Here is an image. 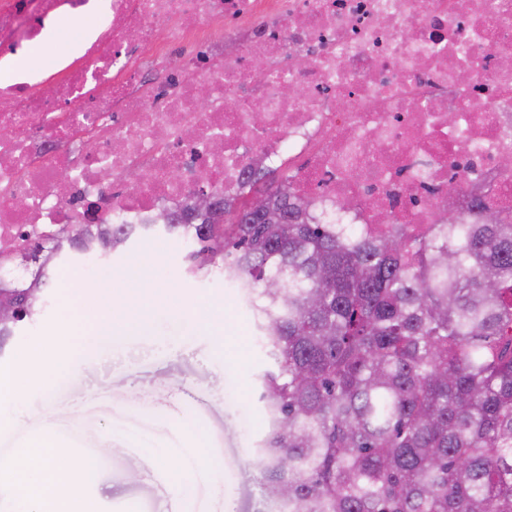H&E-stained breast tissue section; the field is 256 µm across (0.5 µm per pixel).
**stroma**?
<instances>
[{"label":"stroma","mask_w":512,"mask_h":512,"mask_svg":"<svg viewBox=\"0 0 512 512\" xmlns=\"http://www.w3.org/2000/svg\"><path fill=\"white\" fill-rule=\"evenodd\" d=\"M84 42L80 26L59 18L54 38L17 66L49 68ZM186 252L182 240L162 235L104 259H81L65 271L81 275L87 285L116 289L120 275L142 259L172 299L204 300L223 310L224 349L213 347L205 333L191 332L185 321L155 311L150 335L113 342L112 356L105 359L93 321H78L79 375L55 383L49 397L31 386L23 397L25 417L0 427V448L12 453L37 435L55 439L66 451L112 448L84 481L98 512L261 508L256 445L267 420L255 388L272 363L247 333L254 309L246 296L222 277L187 273ZM67 292L64 280H57L51 304L36 321L22 325L0 356V368L24 369L23 354L60 331ZM151 454L165 455V465L145 467L143 459Z\"/></svg>","instance_id":"stroma-1"}]
</instances>
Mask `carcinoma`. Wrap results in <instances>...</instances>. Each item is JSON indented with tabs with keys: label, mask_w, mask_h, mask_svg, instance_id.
<instances>
[{
	"label": "carcinoma",
	"mask_w": 512,
	"mask_h": 512,
	"mask_svg": "<svg viewBox=\"0 0 512 512\" xmlns=\"http://www.w3.org/2000/svg\"><path fill=\"white\" fill-rule=\"evenodd\" d=\"M259 167L199 224H120L112 251L189 234L187 271L217 267L257 298L273 361L257 445L269 512H512V219L475 204L431 238L322 224ZM267 211L250 208L253 195ZM84 225L37 245L45 273L0 288L20 317L47 303L60 259L103 253Z\"/></svg>",
	"instance_id": "cac0c4a2"
}]
</instances>
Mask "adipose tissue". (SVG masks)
<instances>
[{
  "label": "adipose tissue",
  "mask_w": 512,
  "mask_h": 512,
  "mask_svg": "<svg viewBox=\"0 0 512 512\" xmlns=\"http://www.w3.org/2000/svg\"><path fill=\"white\" fill-rule=\"evenodd\" d=\"M121 282L118 294H105L94 306L103 315L96 328L103 343L131 332H145L147 328L139 312L150 306L151 268L135 263L122 274ZM70 350V340L56 336L32 352L35 373L1 370L0 409H9L14 420L24 416L21 393L33 375H40L47 388L59 374H75ZM87 472L82 455L59 451L49 437L34 439L12 458L0 461V483L10 482L15 492V512H94V501L83 491Z\"/></svg>",
  "instance_id": "obj_1"
}]
</instances>
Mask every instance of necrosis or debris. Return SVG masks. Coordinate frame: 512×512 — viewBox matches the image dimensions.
<instances>
[{
    "label": "necrosis or debris",
    "instance_id": "necrosis-or-debris-1",
    "mask_svg": "<svg viewBox=\"0 0 512 512\" xmlns=\"http://www.w3.org/2000/svg\"><path fill=\"white\" fill-rule=\"evenodd\" d=\"M62 13L94 17L84 51L10 75ZM507 58L512 0H0V288L26 240L159 224L206 185L233 203L284 155L331 224L381 209L426 236L478 199L512 210Z\"/></svg>",
    "mask_w": 512,
    "mask_h": 512
}]
</instances>
